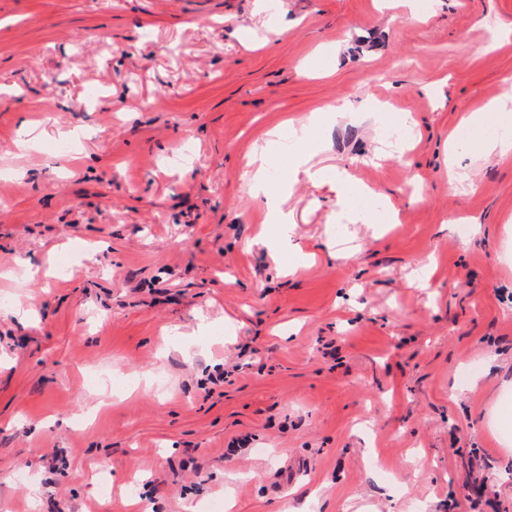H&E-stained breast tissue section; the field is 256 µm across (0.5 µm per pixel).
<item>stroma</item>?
<instances>
[{
	"label": "stroma",
	"mask_w": 512,
	"mask_h": 512,
	"mask_svg": "<svg viewBox=\"0 0 512 512\" xmlns=\"http://www.w3.org/2000/svg\"><path fill=\"white\" fill-rule=\"evenodd\" d=\"M418 11L0 0V512H468L470 473L512 512V158L448 191L512 0ZM314 114L281 239L243 171ZM337 172L341 173V177L338 178V180L340 181V183L343 186V192H344L345 198L351 203L353 208L358 213L356 216V221H359L362 223H374V221L376 220V216L372 212L366 211V210L356 207L354 205L355 199L363 194L362 188L359 187L358 185L352 183L345 175L344 170L337 168L336 173Z\"/></svg>",
	"instance_id": "stroma-1"
}]
</instances>
